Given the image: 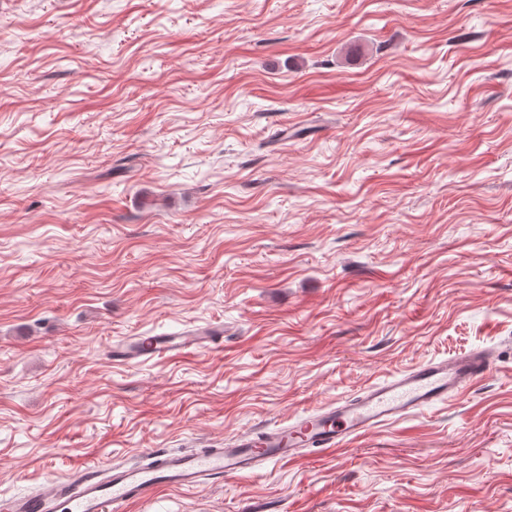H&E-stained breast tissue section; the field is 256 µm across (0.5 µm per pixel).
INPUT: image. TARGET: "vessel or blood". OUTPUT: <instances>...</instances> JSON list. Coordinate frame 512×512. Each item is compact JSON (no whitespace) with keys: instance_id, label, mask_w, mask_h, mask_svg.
Listing matches in <instances>:
<instances>
[{"instance_id":"b4317fda","label":"vessel or blood","mask_w":512,"mask_h":512,"mask_svg":"<svg viewBox=\"0 0 512 512\" xmlns=\"http://www.w3.org/2000/svg\"><path fill=\"white\" fill-rule=\"evenodd\" d=\"M223 325L187 327L164 336H130L112 343L110 359L134 364L223 348ZM494 366L486 349L428 361L295 422L238 432L223 447L148 450L131 464H86L45 478L31 494L0 499V512H126L162 490H193L224 478L255 474L268 464L291 462L305 449L337 450L379 428L405 420L471 388Z\"/></svg>"}]
</instances>
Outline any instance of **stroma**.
I'll return each mask as SVG.
<instances>
[{
  "label": "stroma",
  "mask_w": 512,
  "mask_h": 512,
  "mask_svg": "<svg viewBox=\"0 0 512 512\" xmlns=\"http://www.w3.org/2000/svg\"><path fill=\"white\" fill-rule=\"evenodd\" d=\"M474 348L448 401L129 512H512V0H0V495ZM224 346V326L187 327L164 336H129L112 343L108 354L113 362L134 364L159 358L221 349Z\"/></svg>",
  "instance_id": "obj_1"
}]
</instances>
